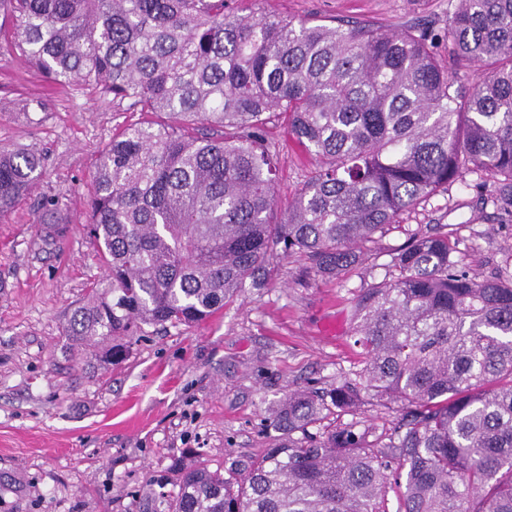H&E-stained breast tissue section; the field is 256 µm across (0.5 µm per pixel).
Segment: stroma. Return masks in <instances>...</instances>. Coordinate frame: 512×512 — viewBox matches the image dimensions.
<instances>
[{
  "instance_id": "obj_1",
  "label": "stroma",
  "mask_w": 512,
  "mask_h": 512,
  "mask_svg": "<svg viewBox=\"0 0 512 512\" xmlns=\"http://www.w3.org/2000/svg\"><path fill=\"white\" fill-rule=\"evenodd\" d=\"M266 10L378 25L419 24L447 54L450 0H265ZM151 116L123 110L91 86L52 85L0 48V148L45 160L31 194L0 216V512H144L146 485L170 480L171 457L198 450L210 467L263 454L268 414L286 394L323 388L356 356L352 300L382 279L412 233L451 225L459 259L479 279L512 273V214L490 177L466 175L371 244L362 268L324 278L300 254L277 261L263 287L244 288L192 326H147L120 365L92 369L66 347L64 326L107 270L87 228L91 176L116 129ZM277 190L293 199L315 158L283 122L268 129ZM59 197L68 224L43 240L39 204Z\"/></svg>"
}]
</instances>
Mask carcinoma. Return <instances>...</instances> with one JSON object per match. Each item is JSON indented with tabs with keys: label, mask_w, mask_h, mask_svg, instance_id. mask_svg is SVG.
Instances as JSON below:
<instances>
[{
	"label": "carcinoma",
	"mask_w": 512,
	"mask_h": 512,
	"mask_svg": "<svg viewBox=\"0 0 512 512\" xmlns=\"http://www.w3.org/2000/svg\"><path fill=\"white\" fill-rule=\"evenodd\" d=\"M0 0L7 46L58 84H91L166 125L101 151L89 234L108 270L63 335L102 368L145 325L202 322L279 254L334 278L366 244L463 180L494 179L512 210V0H458L448 63L418 25L330 24L261 0ZM476 69L464 84L452 72ZM316 157L284 208L270 122ZM43 158L0 149V215ZM44 241L66 223L46 197ZM450 233L414 234L353 302L356 369L271 408L269 448L221 470L172 458L151 512H512V276L476 280ZM372 397L396 414L358 418ZM349 420H343V417Z\"/></svg>",
	"instance_id": "cac0c4a2"
}]
</instances>
